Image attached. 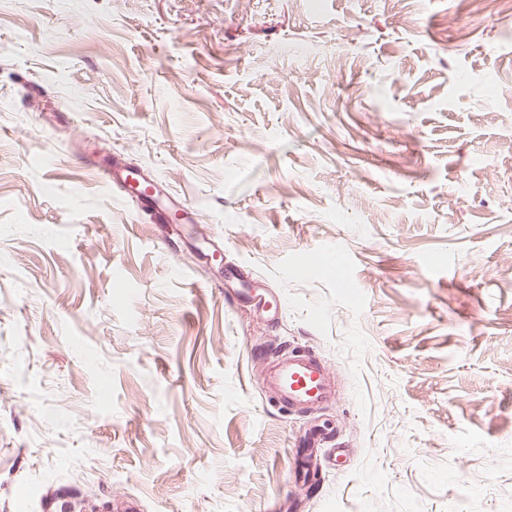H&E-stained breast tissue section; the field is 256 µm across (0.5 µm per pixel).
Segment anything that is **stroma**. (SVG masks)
Wrapping results in <instances>:
<instances>
[{
  "label": "stroma",
  "instance_id": "35a3bbf8",
  "mask_svg": "<svg viewBox=\"0 0 512 512\" xmlns=\"http://www.w3.org/2000/svg\"><path fill=\"white\" fill-rule=\"evenodd\" d=\"M115 155L201 223L138 216ZM304 348L333 398L279 409ZM74 500L512 512V12L0 0V512ZM265 386L269 397L288 410H314L332 398L328 364L307 352L292 351L275 360Z\"/></svg>",
  "mask_w": 512,
  "mask_h": 512
}]
</instances>
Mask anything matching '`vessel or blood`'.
<instances>
[{"label":"vessel or blood","mask_w":512,"mask_h":512,"mask_svg":"<svg viewBox=\"0 0 512 512\" xmlns=\"http://www.w3.org/2000/svg\"><path fill=\"white\" fill-rule=\"evenodd\" d=\"M102 182L124 193L139 215L154 224H195L201 214L190 202L168 192L158 179L130 167L121 157L95 162ZM271 399L284 408L310 411L330 401L332 376L326 362L295 351L275 360L265 380Z\"/></svg>","instance_id":"1"}]
</instances>
